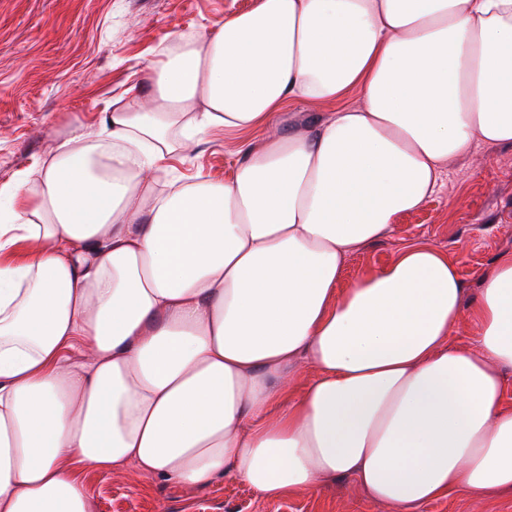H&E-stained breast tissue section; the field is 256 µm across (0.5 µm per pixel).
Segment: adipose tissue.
Segmentation results:
<instances>
[{"label": "adipose tissue", "instance_id": "1", "mask_svg": "<svg viewBox=\"0 0 512 512\" xmlns=\"http://www.w3.org/2000/svg\"><path fill=\"white\" fill-rule=\"evenodd\" d=\"M214 129L232 174L175 175ZM478 144L512 145V0H257L174 35L149 91L0 184V254L28 245L0 263V512H93L83 466L267 500L351 477L396 512L512 493V251L472 295L422 242L338 286ZM477 334L476 324L471 320L468 308L465 307L450 331V342L457 346H464Z\"/></svg>", "mask_w": 512, "mask_h": 512}]
</instances>
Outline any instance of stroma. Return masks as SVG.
I'll return each instance as SVG.
<instances>
[{
    "mask_svg": "<svg viewBox=\"0 0 512 512\" xmlns=\"http://www.w3.org/2000/svg\"><path fill=\"white\" fill-rule=\"evenodd\" d=\"M255 0H0V182L47 157L80 128L97 127L131 81L172 35L213 29ZM241 140L213 131L173 165L178 173L229 177ZM423 242L455 259L468 290L504 251H512V146L477 145L448 165L444 186L390 232L348 259V287ZM94 512H394L351 478L265 500L242 480L201 488L154 482L127 469L83 471ZM421 512H512V494L481 501L460 488Z\"/></svg>",
    "mask_w": 512,
    "mask_h": 512,
    "instance_id": "35a3bbf8",
    "label": "stroma"
}]
</instances>
